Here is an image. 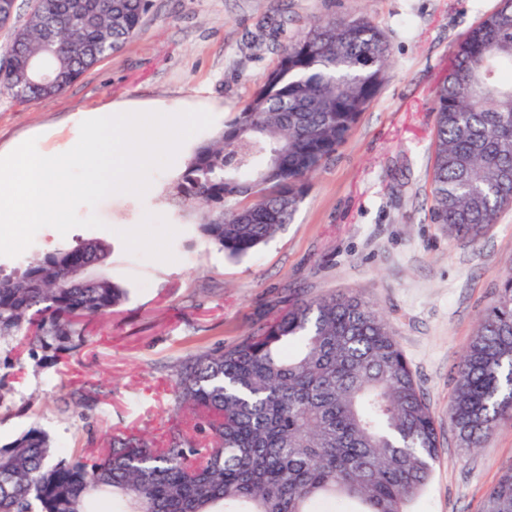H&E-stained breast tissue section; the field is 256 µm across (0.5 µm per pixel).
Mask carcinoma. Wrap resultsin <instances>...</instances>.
<instances>
[{"label":"carcinoma","instance_id":"carcinoma-1","mask_svg":"<svg viewBox=\"0 0 512 512\" xmlns=\"http://www.w3.org/2000/svg\"><path fill=\"white\" fill-rule=\"evenodd\" d=\"M152 0H34L5 48L0 90L24 101L63 92L138 32ZM58 34L52 90L15 74ZM390 66L365 18L319 20L224 127L197 142L164 199L231 259L290 223L310 179L346 141ZM432 218L477 241L512 206V0L456 45L434 91ZM111 245L87 238L0 272V343L25 339L52 364L85 341V321L126 291L107 271ZM93 263L73 287L61 267ZM175 422L162 441L112 434L96 453H64L29 429L0 446V512H409L440 453L435 418L393 328L360 295L300 297L228 346L178 361ZM512 419V269L480 318L456 373L448 420L471 451ZM481 512H512V468Z\"/></svg>","mask_w":512,"mask_h":512}]
</instances>
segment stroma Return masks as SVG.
<instances>
[{
	"instance_id": "35a3bbf8",
	"label": "stroma",
	"mask_w": 512,
	"mask_h": 512,
	"mask_svg": "<svg viewBox=\"0 0 512 512\" xmlns=\"http://www.w3.org/2000/svg\"><path fill=\"white\" fill-rule=\"evenodd\" d=\"M498 0H153L137 35L60 95L23 102L0 92V152L30 138L63 153L81 112L117 104L214 109V125L242 108L276 67L282 46L315 19L349 15L386 35L393 66L347 141L311 179L293 221L255 254L231 259L177 222L161 194L183 164L154 171L144 197L114 194L96 208L104 228L69 237L112 245L108 272L127 290L111 314L86 322L85 344L37 367L24 347L0 346L14 390L0 405V444L39 427L69 452L93 451L119 430L163 438L172 422L173 364L201 347L232 343L297 298L356 293L393 325L435 417L442 452L416 512H479L512 466V421L481 448L455 443L448 404L457 365L501 276L512 269V209L475 243L430 220L433 92L455 44ZM177 230L174 261L128 253L120 231L145 215ZM81 390L89 414L65 406Z\"/></svg>"
}]
</instances>
